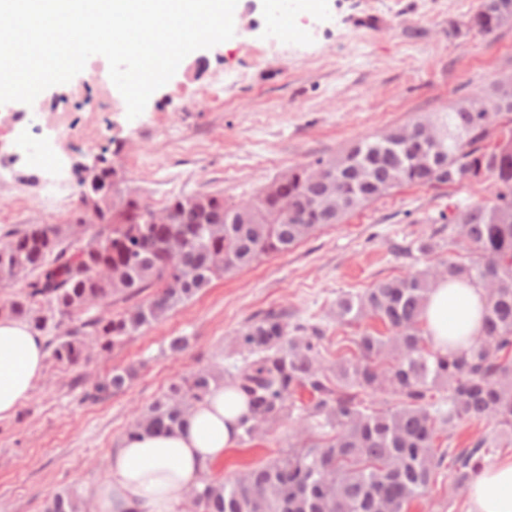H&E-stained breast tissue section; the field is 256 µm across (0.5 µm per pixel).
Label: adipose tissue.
<instances>
[{
	"instance_id": "obj_1",
	"label": "adipose tissue",
	"mask_w": 512,
	"mask_h": 512,
	"mask_svg": "<svg viewBox=\"0 0 512 512\" xmlns=\"http://www.w3.org/2000/svg\"><path fill=\"white\" fill-rule=\"evenodd\" d=\"M484 305L482 288L439 280L423 311L433 347L443 353L466 348L481 331ZM45 357L42 337L27 323L0 318V420L13 417L28 399ZM247 414L245 396L219 385L181 428L124 438L105 480L89 492L96 512H182L188 491L238 446ZM468 499V512H512V457L484 467Z\"/></svg>"
}]
</instances>
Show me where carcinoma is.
Listing matches in <instances>:
<instances>
[{"instance_id": "cac0c4a2", "label": "carcinoma", "mask_w": 512, "mask_h": 512, "mask_svg": "<svg viewBox=\"0 0 512 512\" xmlns=\"http://www.w3.org/2000/svg\"><path fill=\"white\" fill-rule=\"evenodd\" d=\"M512 22V0H482L469 31L488 34ZM501 113H512V83L482 89ZM327 176L314 180L297 166L241 212L224 196L182 195L165 209L197 207L207 224H152L153 209L137 199L114 202L115 170L101 166L94 185L79 178L80 204L97 224H29L0 230V279L23 269L30 278L0 314L46 337L51 358L85 362L83 335L108 351L125 337L163 319L227 272L289 251L312 232L403 185L498 184L495 199L461 207L448 219V256L423 270L382 280L360 294L336 299V322L369 318L390 332L366 330L355 351L327 373L321 363L324 330L288 321L270 309L237 331L245 352L230 370L201 369L173 383L137 413L126 436L181 427L211 386L224 382L248 400L241 441L300 411L299 446L249 469L234 481L210 476L191 489L196 512H408L443 467L455 489L469 486L484 457L512 445V129L489 142L473 95L449 111L357 139L341 155L316 160ZM470 250L456 258L458 240ZM450 277L484 288L480 335L442 354L426 335L422 313L435 283ZM148 299L109 318L92 310L103 301ZM86 319L67 330L64 321ZM132 377L115 373L83 391L91 403L119 392ZM393 403L374 407L373 398ZM485 422L494 434L457 450L462 424ZM75 493H58L43 512H80Z\"/></svg>"}]
</instances>
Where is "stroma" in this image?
<instances>
[{
  "instance_id": "obj_1",
  "label": "stroma",
  "mask_w": 512,
  "mask_h": 512,
  "mask_svg": "<svg viewBox=\"0 0 512 512\" xmlns=\"http://www.w3.org/2000/svg\"><path fill=\"white\" fill-rule=\"evenodd\" d=\"M458 0H323L319 11L290 9L280 33L291 58L261 55L269 36L268 0H242L243 26L209 49L189 54L149 98L141 115L110 113L106 89L92 85L68 117H94L69 165L108 164L123 191L163 207L181 195L222 194L229 205L251 198L289 168L333 156L356 139L440 112L462 96L512 73V24L489 35L451 26L470 15ZM227 75L223 91L212 77ZM0 187V226L20 227L19 208L34 201L42 173L14 167ZM496 185L404 186L343 223L314 232L288 253L214 281L145 332L110 351L87 341V360L71 368L46 360L29 398L0 420V512H42L48 496L85 495L102 480L138 408L202 367L224 368L242 353L235 333L277 309L321 324L325 366L338 362L373 320L340 325L334 303L347 292L436 263L414 252L421 240L448 244V218L458 206L493 200ZM189 348L172 354L173 337ZM131 371L123 392L81 401V383ZM288 420L229 451L214 467L221 480L281 455L295 441ZM468 493L440 472L409 512H466Z\"/></svg>"
}]
</instances>
